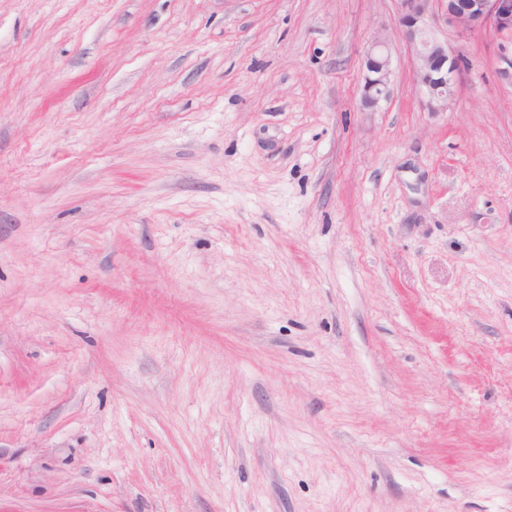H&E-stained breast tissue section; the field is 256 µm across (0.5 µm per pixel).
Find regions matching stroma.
Segmentation results:
<instances>
[{
	"mask_svg": "<svg viewBox=\"0 0 512 512\" xmlns=\"http://www.w3.org/2000/svg\"><path fill=\"white\" fill-rule=\"evenodd\" d=\"M394 0H0V512H512V95L360 108Z\"/></svg>",
	"mask_w": 512,
	"mask_h": 512,
	"instance_id": "obj_1",
	"label": "stroma"
}]
</instances>
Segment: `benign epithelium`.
<instances>
[{"label": "benign epithelium", "instance_id": "1", "mask_svg": "<svg viewBox=\"0 0 512 512\" xmlns=\"http://www.w3.org/2000/svg\"><path fill=\"white\" fill-rule=\"evenodd\" d=\"M394 29L413 53L418 104L428 112H445L462 84L465 71L459 51L437 33V19L460 34L492 36L496 85L512 93V0H395ZM361 108L376 111L391 94L387 37L377 34L364 49Z\"/></svg>", "mask_w": 512, "mask_h": 512}]
</instances>
